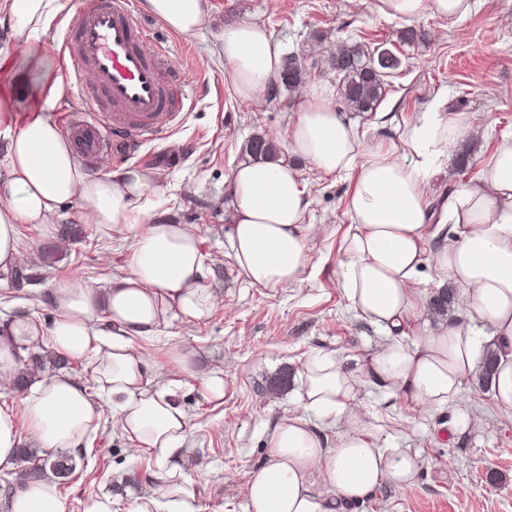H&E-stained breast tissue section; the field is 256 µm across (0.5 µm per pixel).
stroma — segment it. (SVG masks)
Wrapping results in <instances>:
<instances>
[{
    "label": "stroma",
    "mask_w": 512,
    "mask_h": 512,
    "mask_svg": "<svg viewBox=\"0 0 512 512\" xmlns=\"http://www.w3.org/2000/svg\"><path fill=\"white\" fill-rule=\"evenodd\" d=\"M214 21L195 35L163 26L145 11L137 16L152 44L165 47L191 93L179 124L131 154L101 159L98 169L137 166L155 173L164 189L163 217L193 225L201 239L206 283L218 305L201 320L173 319L150 339L134 343L152 365L158 386L178 383L188 428L180 463L191 480L196 512H251L246 485L267 458L274 426L303 408L298 400L300 371L316 352L341 354L348 369L377 351L383 333L356 318L342 290L345 236L351 222L347 177L326 175L307 162L297 166L308 202L306 221L316 227L309 241L312 266L301 284L278 290L252 287L239 278L228 236V187L237 164L245 161L247 141L256 134L279 140L297 117L304 89L274 100L242 102L230 92V73L214 54L217 35L240 21L265 25L284 52L296 53L306 71L305 84L334 85L326 61L343 40L392 50L401 67L385 77L381 100L373 112L351 113L361 149L396 140L418 112L437 97L452 112L474 117V132L449 148L435 166L429 196L432 216L426 248L435 251L451 229L445 221L448 196L475 180L491 159L499 140L512 135V0H484L453 28L423 16L411 21L377 13L375 0H211ZM420 30L424 38L401 42L403 30ZM20 251L38 250L33 281L0 286V320L31 317L50 324L53 282L78 277L104 289L127 271L128 241L106 238L81 224L77 205H69L53 233L37 224L19 227ZM442 283L431 263L418 277L421 300L410 319L415 333H437L462 320L467 294L454 288L447 312L432 302ZM191 352L195 373H184L172 353ZM224 370V400H206L199 375L213 367ZM290 381L274 391L281 374ZM366 405L380 413L397 410L387 433L398 446L418 452L421 471L406 486L385 484L349 512H512V412L491 406L492 392L469 379L455 409L426 412L417 403L365 388ZM100 426L76 469L60 481L67 512H89L107 498L112 512H131L150 483L157 464L153 456L132 451L112 428V405L103 403ZM470 426L449 431L455 415Z\"/></svg>",
    "instance_id": "stroma-1"
}]
</instances>
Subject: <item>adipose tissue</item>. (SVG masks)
<instances>
[{
  "instance_id": "adipose-tissue-1",
  "label": "adipose tissue",
  "mask_w": 512,
  "mask_h": 512,
  "mask_svg": "<svg viewBox=\"0 0 512 512\" xmlns=\"http://www.w3.org/2000/svg\"><path fill=\"white\" fill-rule=\"evenodd\" d=\"M476 0H377L385 17L430 15L456 24ZM68 0H0V272L20 260L18 227L52 229L62 209L78 204L97 233L131 242L128 271L97 290L81 278L55 282L50 326L28 317L0 323V385L27 363L26 345L39 342L88 363L85 381L65 373L33 377L22 411L0 404V471L13 469L22 442L19 419L48 454L82 451L96 431L103 400L132 448L154 455V489L133 512H195L190 482L178 462L187 416L173 388L151 379L134 339L156 336L170 317L202 319L217 302L205 283L201 241L188 224L150 219L162 194L142 168L89 173L49 117L63 87L62 68L32 60L31 38L47 35ZM169 29L192 35L212 22L209 0H143ZM216 51L230 69L242 101L266 95L277 79L282 50L260 23L225 28ZM326 85L311 87L296 120L282 135L285 155L246 160L233 171L229 245L239 275L250 285L282 289L302 282L312 261L313 225L293 158L325 174L352 173L343 292L357 316L384 332L388 343L350 371L343 359L311 354L302 366L300 402L307 414L333 424L334 447H324L306 417L282 419L268 438L269 455L254 471L247 497L252 512H346L385 483H412L419 457L388 443L377 413L359 398L363 387L441 410L453 405L476 369L489 324L504 345L492 379V402L512 411V138L498 143L476 183L448 196L453 233L427 253L431 174L437 159L469 135L467 113L438 99L420 113L401 144L360 151L356 126L339 112ZM441 280L468 294L471 322L410 336L416 283L424 259ZM6 512H66L57 480L48 475L19 487Z\"/></svg>"
}]
</instances>
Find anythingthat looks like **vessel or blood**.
Masks as SVG:
<instances>
[{"label": "vessel or blood", "instance_id": "vessel-or-blood-1", "mask_svg": "<svg viewBox=\"0 0 512 512\" xmlns=\"http://www.w3.org/2000/svg\"><path fill=\"white\" fill-rule=\"evenodd\" d=\"M148 43L133 0H80L69 17L60 45L70 61L67 89L97 114L74 119L69 130L84 163L153 140L183 112L186 84L165 50Z\"/></svg>", "mask_w": 512, "mask_h": 512}]
</instances>
